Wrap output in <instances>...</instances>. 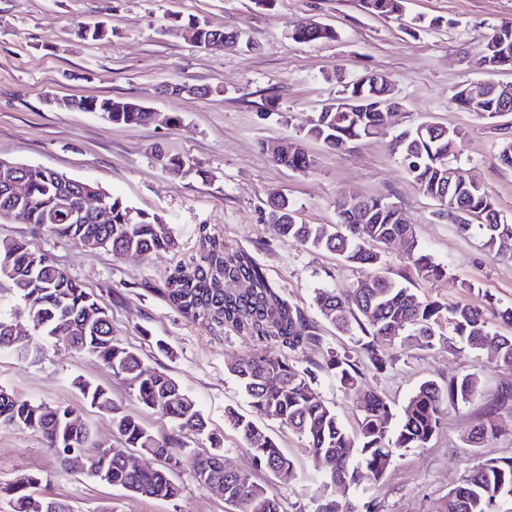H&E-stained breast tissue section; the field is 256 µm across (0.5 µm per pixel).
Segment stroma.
<instances>
[{"label":"stroma","mask_w":512,"mask_h":512,"mask_svg":"<svg viewBox=\"0 0 512 512\" xmlns=\"http://www.w3.org/2000/svg\"><path fill=\"white\" fill-rule=\"evenodd\" d=\"M173 15L196 18L213 29L243 31L248 42L227 50L164 34ZM406 16L407 26L371 15L360 0H0V158L102 186L159 215L172 226L178 248L118 257L104 250L91 253L45 228L6 219L0 220V240L29 242L92 293L109 313L113 338L181 383L211 432L222 436L225 465L252 474L279 499L283 512H314L322 493L343 512H366L373 503L381 512H434L439 500L463 483L470 456L512 457V405L495 413V435L476 448L467 444L490 399L512 387V369L459 345L427 352L397 349L384 371L364 369L365 388L382 394L398 411L426 380L445 383L473 373L482 388L470 402L448 408L432 440L404 450L382 479L321 487L330 464L265 417L260 425L294 459L295 474L288 480L257 469L224 411L250 410L229 367L258 349V342L223 324L192 319L166 297L172 269L199 252V229L205 226L248 253L281 297L317 323L323 345L294 353V364L321 365L328 351L351 350L349 337L322 319L313 297L320 288L352 287L366 276V268L278 237L267 222V196H288L303 223L332 224L337 199L354 192L396 203L419 243L448 267L446 278H418L406 267L402 246L393 242L380 249L384 275L444 305L483 307L491 301L512 307V258L489 255L477 233L461 232L436 217V203L420 193L389 149L400 125L388 123L383 135L342 151L305 142L317 161L308 174L277 165L261 147L265 141L299 139L308 118L335 97L342 83L378 71L395 83L406 124L428 120L463 131L461 174L482 181L512 215V170L497 160L501 142L512 139V114L487 121L448 104L457 86L485 79L477 60L491 28L512 20V0H407ZM416 17H441L447 24L422 28L413 25ZM306 19L335 28L336 40L294 41L293 25ZM94 24L111 28V36H79V27ZM166 85L185 86L186 92L163 93ZM72 97L135 100L157 112L158 119L115 125L95 113L52 104ZM271 101L276 111L268 110ZM164 154L190 161L191 172L172 174L160 160ZM159 338L169 354L157 351ZM31 345L43 349L40 363L0 353V387L76 409L95 440L117 451L125 445L110 415L85 403L71 385L73 377L105 387L151 430L170 431L168 419L142 410L95 356L46 345L38 336ZM315 389L335 407L345 429L357 433L355 397L324 374ZM26 472L39 473L43 491L68 501L73 512L105 507L112 512H231L222 496L199 485L189 471L176 477L181 487L176 498L134 495L87 477L84 468L61 465L38 434L0 426V482Z\"/></svg>","instance_id":"35a3bbf8"}]
</instances>
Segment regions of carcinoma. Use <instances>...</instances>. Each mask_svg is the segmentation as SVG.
Masks as SVG:
<instances>
[{
	"label": "carcinoma",
	"mask_w": 512,
	"mask_h": 512,
	"mask_svg": "<svg viewBox=\"0 0 512 512\" xmlns=\"http://www.w3.org/2000/svg\"><path fill=\"white\" fill-rule=\"evenodd\" d=\"M362 3L372 14L400 20L405 0ZM164 32L199 45L223 34L193 18L174 21ZM291 38L305 43L333 41L336 31L319 22L306 27L299 21ZM479 66L492 72L512 68L511 21L498 24L486 37ZM379 79L378 84H371V73L367 72L342 88L348 98L364 101L367 111L346 112L340 117L325 108L302 127L300 139L319 142L335 151L376 137L386 127V102L398 99L395 85L382 74ZM86 101L108 113L110 122L116 125L147 124L156 117L154 112L139 110L137 102L129 99L104 97ZM86 101L73 100L74 108L81 109ZM448 102L485 120L495 119L494 113L500 107L495 95L472 107L458 88ZM419 127L417 123L398 133L403 140L398 155L405 173L427 198L448 194L447 207L439 209L438 215L464 232L477 231L488 253L503 254L502 240L512 241V218L501 215L498 202L485 186L449 183L464 133L446 126L442 128L445 136L428 137L418 134ZM277 164L308 173L314 169L315 160L298 145L280 157ZM22 178L28 184L26 220L30 224L81 244L90 238L110 237L108 251L115 256L172 252L177 248L173 228L161 217L135 208L118 196H107L102 217L74 224L67 219L61 204L76 202L87 184L62 183L52 179L45 169L32 166L23 169ZM336 212L334 224H300L292 201L275 193L268 195V221L275 234L308 248L334 252L347 262L370 269L360 285L339 291L320 289L314 296L323 319L352 335L367 364L377 371L385 369L392 361L384 351L386 347L431 351L450 348L458 339L475 350L487 351L500 365L512 368V336H502L487 347L492 330L485 309L470 305L448 307L422 300L407 286L376 270L381 261L377 247L397 236L407 241L403 260L419 277L439 280L448 273V268L418 243L413 226L405 223L397 205L384 198L362 196L355 202L338 200ZM200 240L199 253L176 264L166 291L169 302L195 320L217 321L257 338L265 346L260 352L236 360L229 372L256 413L297 434L309 453H321L332 460L327 481L357 485L366 475L375 480L382 478L402 450L420 448L432 440L444 405L466 403L478 392L479 379L474 374L453 378L446 384L428 380L409 397L399 416L385 397L365 392L359 404L358 434L349 435L335 409L315 391L318 367L301 369L288 358L292 352L323 344L316 323L279 295L247 253L229 247L205 226L200 229ZM34 255L35 250L24 240L0 243V269L7 267L13 273L11 278L0 277V285L22 302L19 314L38 326V335L45 340L101 360L113 376L124 381L143 409L169 418L173 430L168 434L151 431L139 417L112 400L104 387L81 377L73 378L71 384L90 406L112 409V428L125 446L163 464L130 468L121 453L101 455L89 426L73 408L32 401L2 387L0 424L39 433L55 452L57 440H75L88 451L89 475L133 494L162 500L177 497L180 486L164 461L181 456L191 473L206 469L210 479L224 484V501L233 507V512H282L279 500L251 475L224 470L219 461L223 445L219 437L208 434L213 451L206 458L187 451L183 433L207 434V422L196 402L173 376L146 367L138 352L114 341L108 311L93 294L49 259L35 262ZM240 278L251 284L247 293L238 296L224 288L226 280ZM94 309L99 310V318L89 323L85 312ZM327 355L324 370L328 376L336 379L344 393L356 390L361 384V362L346 352L329 351ZM227 421L246 441L257 466L277 476L292 475L294 461L257 422L235 411L227 414ZM40 486L38 474H22L20 479L0 485V496L8 500L11 512H44L42 505L46 501L53 505V512H71L65 501L42 495ZM507 502L512 503V458L478 460L469 468L464 482L448 492L437 512H512L511 507L503 508Z\"/></svg>",
	"instance_id": "obj_1"
}]
</instances>
